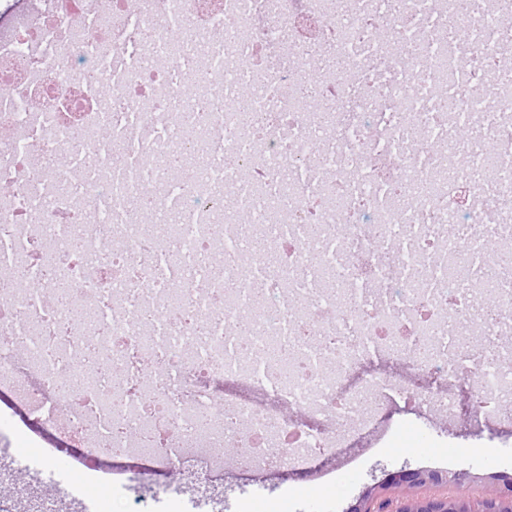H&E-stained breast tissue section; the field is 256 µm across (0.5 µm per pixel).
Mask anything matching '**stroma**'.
Wrapping results in <instances>:
<instances>
[{
  "mask_svg": "<svg viewBox=\"0 0 512 512\" xmlns=\"http://www.w3.org/2000/svg\"><path fill=\"white\" fill-rule=\"evenodd\" d=\"M369 372L392 381L394 388L377 400L368 419L355 428L327 422L301 408H278L285 422L333 427L336 445L325 453L311 456L292 448L287 463L274 456L254 466L232 465L220 482L214 481L212 472L185 462L172 469L139 456L114 457L113 472L127 480L130 512H149L146 495L151 488L161 493L179 490L181 500L202 502L204 512H244L246 502L252 499L262 512H277L284 498L290 512H346L368 493L377 502L389 498L382 483L395 469L465 474L474 501L491 494L499 476H512V409L477 419L469 409L478 391L473 380L459 378L452 383L457 410L448 417L408 401L406 390H423L428 382L410 365L385 358L359 365L353 377L358 380ZM19 396L18 388L0 383V495L10 498L14 512H27L42 499L59 501L62 492L45 477L19 469L13 460L15 449H52L51 463L56 468L66 454L59 451L48 421L33 411L17 410ZM404 424L410 425L418 451L405 450L407 440L399 432ZM306 486L324 487V499L317 501L303 494Z\"/></svg>",
  "mask_w": 512,
  "mask_h": 512,
  "instance_id": "1",
  "label": "stroma"
}]
</instances>
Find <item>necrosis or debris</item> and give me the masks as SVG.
I'll return each instance as SVG.
<instances>
[{
  "instance_id": "obj_1",
  "label": "necrosis or debris",
  "mask_w": 512,
  "mask_h": 512,
  "mask_svg": "<svg viewBox=\"0 0 512 512\" xmlns=\"http://www.w3.org/2000/svg\"><path fill=\"white\" fill-rule=\"evenodd\" d=\"M200 4L93 0L30 42L0 39L23 74L0 77V380L38 374L27 396L46 416V394L66 402L93 483L104 441L161 465L332 446L250 401L215 409L217 380L351 425L390 383L347 382L382 353L470 377L481 414L500 412L512 270L490 257L512 252V0H489L488 24L469 0ZM303 13L346 62L315 83L325 112L307 107ZM140 203L177 215L164 242L144 243ZM217 251L220 273L203 262Z\"/></svg>"
}]
</instances>
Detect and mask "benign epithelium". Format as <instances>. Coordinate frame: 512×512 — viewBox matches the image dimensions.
<instances>
[{"mask_svg":"<svg viewBox=\"0 0 512 512\" xmlns=\"http://www.w3.org/2000/svg\"><path fill=\"white\" fill-rule=\"evenodd\" d=\"M426 484H451L457 488L464 485L461 478L447 474L410 472L408 470H393L386 474L383 485L395 492H404L415 486ZM370 496H365L359 504L352 506L348 512H512V478L502 482L495 493L473 503L462 493L454 496H439L428 499L398 498L391 502L382 501L378 510L369 506Z\"/></svg>","mask_w":512,"mask_h":512,"instance_id":"benign-epithelium-1","label":"benign epithelium"}]
</instances>
